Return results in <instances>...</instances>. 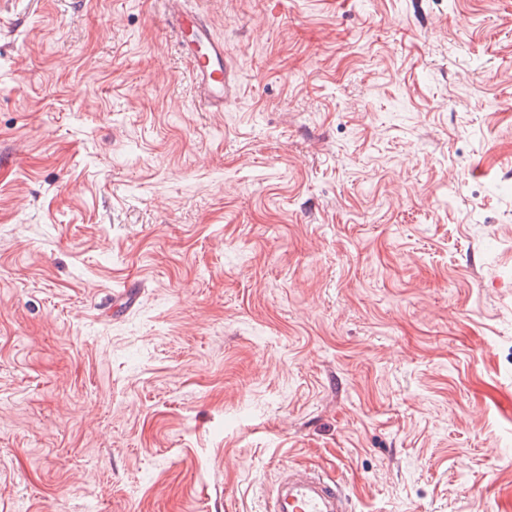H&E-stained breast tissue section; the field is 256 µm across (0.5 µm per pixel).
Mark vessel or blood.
Segmentation results:
<instances>
[{
  "label": "vessel or blood",
  "mask_w": 512,
  "mask_h": 512,
  "mask_svg": "<svg viewBox=\"0 0 512 512\" xmlns=\"http://www.w3.org/2000/svg\"><path fill=\"white\" fill-rule=\"evenodd\" d=\"M168 5L167 22L190 61L198 107L223 111L230 83L223 42L213 38L207 22L188 8L187 0H168ZM268 512H349V508L339 481L305 470L286 473L270 489Z\"/></svg>",
  "instance_id": "obj_1"
}]
</instances>
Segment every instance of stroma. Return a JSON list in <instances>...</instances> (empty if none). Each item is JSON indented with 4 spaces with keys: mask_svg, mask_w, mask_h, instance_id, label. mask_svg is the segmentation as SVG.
I'll return each mask as SVG.
<instances>
[{
    "mask_svg": "<svg viewBox=\"0 0 512 512\" xmlns=\"http://www.w3.org/2000/svg\"><path fill=\"white\" fill-rule=\"evenodd\" d=\"M194 2L0 0V512H512V0ZM168 5L167 23L195 77L197 106L206 112L223 111L230 83L224 42L212 37L207 22L187 7V0H168ZM269 512H349L339 481L315 470L289 471L268 493Z\"/></svg>",
    "mask_w": 512,
    "mask_h": 512,
    "instance_id": "obj_1",
    "label": "stroma"
}]
</instances>
